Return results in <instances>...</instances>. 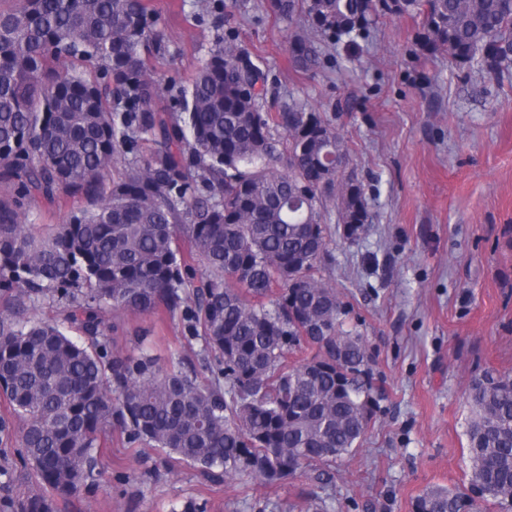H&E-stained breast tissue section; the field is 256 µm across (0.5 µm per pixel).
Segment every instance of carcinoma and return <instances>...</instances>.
Returning <instances> with one entry per match:
<instances>
[{
	"label": "carcinoma",
	"instance_id": "carcinoma-1",
	"mask_svg": "<svg viewBox=\"0 0 512 512\" xmlns=\"http://www.w3.org/2000/svg\"><path fill=\"white\" fill-rule=\"evenodd\" d=\"M422 15V41L489 72L512 68V0H395ZM305 17L291 52L308 71L320 44L368 40L372 0H270ZM166 35L146 0H15L0 9V393L37 476L25 499L0 469V512H67L94 478L110 427L164 450L212 483L273 486L308 473L333 483L377 406L367 342L318 276L330 256L327 203L345 241L370 231L362 184L336 188L348 143L318 112L266 105V75L219 38L173 112L151 59ZM89 65L88 73L81 66ZM148 153L109 173L139 143ZM64 191L87 207L47 236L22 223L25 202ZM188 239L204 266L183 258ZM67 326L25 319L44 301ZM180 314L202 342L167 368L114 351L107 311ZM79 332L77 336L68 330ZM309 354L290 363L288 355ZM469 478L418 495L413 512H512V373L468 382Z\"/></svg>",
	"mask_w": 512,
	"mask_h": 512
}]
</instances>
